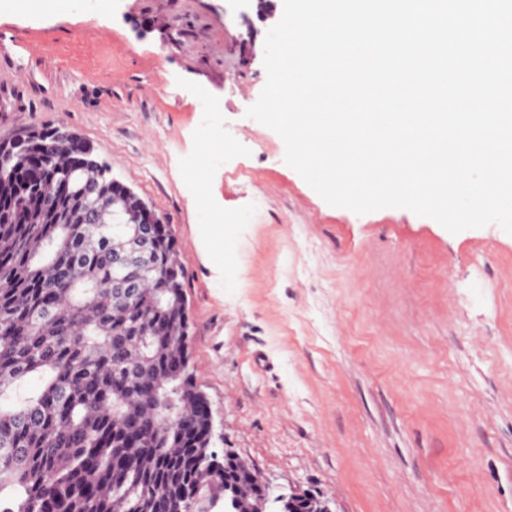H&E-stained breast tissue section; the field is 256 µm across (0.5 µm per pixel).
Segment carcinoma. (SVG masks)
<instances>
[{
  "label": "carcinoma",
  "instance_id": "cac0c4a2",
  "mask_svg": "<svg viewBox=\"0 0 512 512\" xmlns=\"http://www.w3.org/2000/svg\"><path fill=\"white\" fill-rule=\"evenodd\" d=\"M78 136L0 153V512H202L224 492L201 422L166 238L112 223L110 166ZM77 204L100 224H66ZM39 376L41 385L25 389ZM242 512L256 489L233 475Z\"/></svg>",
  "mask_w": 512,
  "mask_h": 512
}]
</instances>
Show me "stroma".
<instances>
[{"label": "stroma", "mask_w": 512, "mask_h": 512, "mask_svg": "<svg viewBox=\"0 0 512 512\" xmlns=\"http://www.w3.org/2000/svg\"><path fill=\"white\" fill-rule=\"evenodd\" d=\"M282 12L0 0V73L26 68L0 111L27 103L0 141L66 127L169 225L216 452L332 512H512V234L327 204L246 115ZM200 224L216 227L223 281Z\"/></svg>", "instance_id": "obj_1"}]
</instances>
